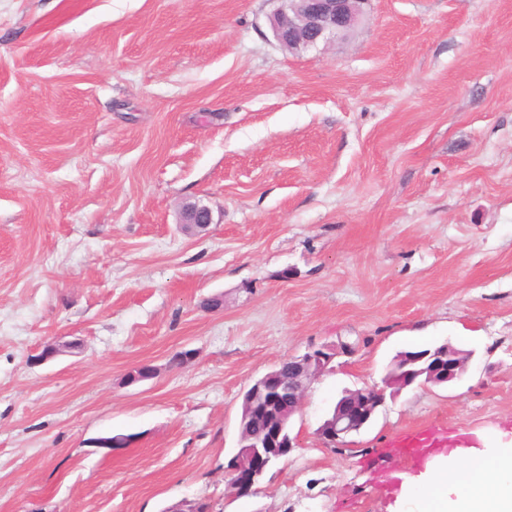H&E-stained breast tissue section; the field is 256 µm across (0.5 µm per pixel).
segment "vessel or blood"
Wrapping results in <instances>:
<instances>
[{"mask_svg": "<svg viewBox=\"0 0 512 512\" xmlns=\"http://www.w3.org/2000/svg\"><path fill=\"white\" fill-rule=\"evenodd\" d=\"M476 445L473 437L449 436L445 428L435 424L402 431L377 451L378 457L398 460L399 468L377 466L373 488L380 495H391L402 482L404 471L425 469L434 457L449 456Z\"/></svg>", "mask_w": 512, "mask_h": 512, "instance_id": "b4317fda", "label": "vessel or blood"}]
</instances>
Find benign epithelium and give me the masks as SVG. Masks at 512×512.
Wrapping results in <instances>:
<instances>
[{
	"mask_svg": "<svg viewBox=\"0 0 512 512\" xmlns=\"http://www.w3.org/2000/svg\"><path fill=\"white\" fill-rule=\"evenodd\" d=\"M272 18L277 41L288 36L300 50L316 49L344 37L365 14L369 0H279ZM185 231L205 229L213 223L212 211L201 203L187 205L181 213ZM354 346L310 347L287 358L288 372L277 368L254 382L243 397L238 421L239 450L224 467L227 494L249 496L257 490L267 471L294 450L290 436L291 419L300 411L310 384L340 353L350 354ZM472 351L443 343L433 349L401 352L392 361L384 386L346 390L337 400L332 417L317 435L329 447L346 442L374 418L386 401V390L399 392L415 384L448 386L467 372Z\"/></svg>",
	"mask_w": 512,
	"mask_h": 512,
	"instance_id": "obj_1",
	"label": "benign epithelium"
}]
</instances>
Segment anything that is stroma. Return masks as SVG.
<instances>
[{
    "instance_id": "obj_1",
    "label": "stroma",
    "mask_w": 512,
    "mask_h": 512,
    "mask_svg": "<svg viewBox=\"0 0 512 512\" xmlns=\"http://www.w3.org/2000/svg\"><path fill=\"white\" fill-rule=\"evenodd\" d=\"M276 8L0 0V512H394L364 466L393 435L512 433V0H371L301 52ZM339 342L292 454L228 498L243 393ZM445 342L461 381L323 444L344 390ZM181 217L182 220L180 223L183 224V228L187 232L205 229L213 222L212 211L210 208L199 202L187 205L183 209Z\"/></svg>"
}]
</instances>
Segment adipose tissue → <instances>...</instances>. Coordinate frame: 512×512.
Returning a JSON list of instances; mask_svg holds the SVG:
<instances>
[{"label": "adipose tissue", "instance_id": "ef3b65f1", "mask_svg": "<svg viewBox=\"0 0 512 512\" xmlns=\"http://www.w3.org/2000/svg\"><path fill=\"white\" fill-rule=\"evenodd\" d=\"M398 512H512V440L504 432L482 447L435 458L417 478L406 479Z\"/></svg>", "mask_w": 512, "mask_h": 512}]
</instances>
